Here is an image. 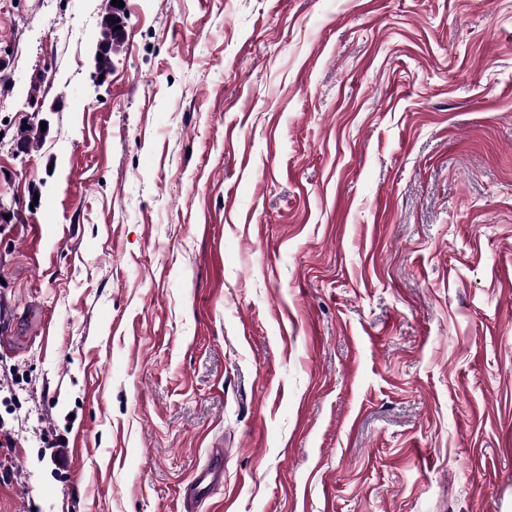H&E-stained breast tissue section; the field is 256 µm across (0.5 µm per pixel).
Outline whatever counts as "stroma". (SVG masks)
Here are the masks:
<instances>
[{"label": "stroma", "mask_w": 512, "mask_h": 512, "mask_svg": "<svg viewBox=\"0 0 512 512\" xmlns=\"http://www.w3.org/2000/svg\"><path fill=\"white\" fill-rule=\"evenodd\" d=\"M124 3L0 0V512H512V0ZM106 12L102 24L101 37L94 53V63L98 72L105 75L109 72L111 65V54L113 48L118 44L120 30L116 26H121L122 19L117 17V12L112 7V0H107ZM115 20V23H112ZM98 53H101V60H98ZM224 480V451L220 448L210 450L207 464L196 471L187 484L183 505L186 512H195L203 499L209 495V490Z\"/></svg>", "instance_id": "1"}]
</instances>
